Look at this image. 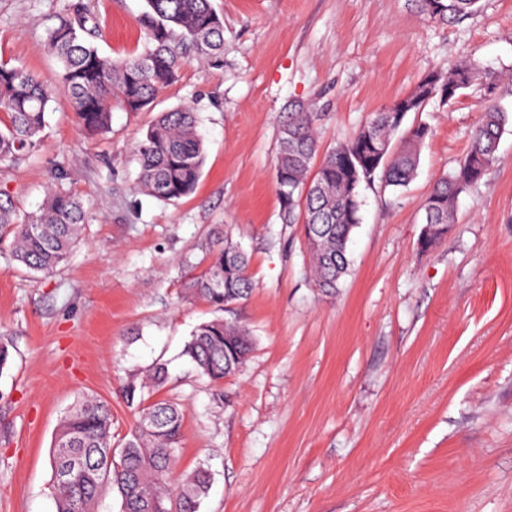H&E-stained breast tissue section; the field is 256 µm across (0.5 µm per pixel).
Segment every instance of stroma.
<instances>
[{"instance_id":"35a3bbf8","label":"stroma","mask_w":512,"mask_h":512,"mask_svg":"<svg viewBox=\"0 0 512 512\" xmlns=\"http://www.w3.org/2000/svg\"><path fill=\"white\" fill-rule=\"evenodd\" d=\"M78 3L103 54L141 51L143 0H0V59L54 90L37 152L0 166V197L32 213L58 182L87 210L51 275L0 245V512H56L50 446L64 413L82 394L106 401L120 444L135 420L120 387L158 362L160 399L184 412L177 470L213 476L199 512H512V119L447 235L423 250V203L489 101L476 82L409 113L430 128L417 175L401 193L362 185L332 294L310 277L301 225L281 220L274 168L291 104L319 112L327 149L468 59L497 76L494 101L512 116V0L448 24L410 0H213L222 62L192 61L154 111L113 109L99 135L77 123L48 43ZM184 105L206 160L191 195L160 201L138 186L135 148ZM217 230L247 250L254 282L221 311L182 292ZM219 316L254 342L214 386L182 350Z\"/></svg>"}]
</instances>
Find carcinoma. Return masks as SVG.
Wrapping results in <instances>:
<instances>
[{
    "mask_svg": "<svg viewBox=\"0 0 512 512\" xmlns=\"http://www.w3.org/2000/svg\"><path fill=\"white\" fill-rule=\"evenodd\" d=\"M479 0H411L428 19L448 23L472 13ZM81 12L62 21L49 34V46L61 68L78 121L87 130L109 127L112 106L128 112L151 110L157 96L175 84L193 60L219 61L224 52V21L212 0H144L139 25L141 52L122 60L101 54ZM493 93L496 76L472 61L446 73L433 72L400 99L401 111L373 113L354 138L318 156V115L302 103L294 105L281 125L275 165L283 220L303 224L315 285L336 290L349 266L347 245L360 224L361 185L380 180L400 191L417 174L420 149L428 127L419 123L402 130L409 112L424 111L438 97L450 101L476 80ZM53 89L21 66L0 63V163L31 152L40 142ZM509 119L497 103L488 105L474 127L470 148L459 168L438 180L424 203L425 225L419 244L431 247L454 223L460 193L477 183L496 158L499 138ZM139 185L151 196L178 200L192 193L201 176L204 142L197 113L183 106L159 114L136 145ZM86 211L82 201L51 185L39 210L19 216L10 200L0 199V242L13 259L30 271L53 273L78 243ZM207 265L184 282L186 294L216 308L247 299L254 288L249 258L229 237H218ZM250 332L220 318L196 326L182 355L197 373L212 382L238 371L252 349ZM168 371L153 365L145 377H131L122 391L136 420L112 450V412L100 399L84 397L61 420L51 444L56 512H92L103 487L121 499V512H199L210 485L199 467L173 478L184 421L174 402H147L145 393L163 387Z\"/></svg>",
    "mask_w": 512,
    "mask_h": 512,
    "instance_id": "cac0c4a2",
    "label": "carcinoma"
}]
</instances>
